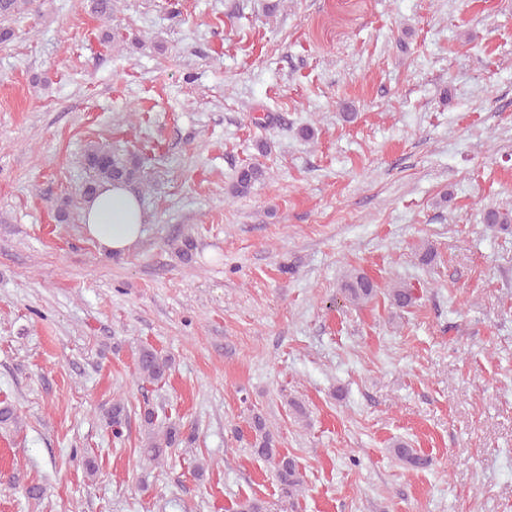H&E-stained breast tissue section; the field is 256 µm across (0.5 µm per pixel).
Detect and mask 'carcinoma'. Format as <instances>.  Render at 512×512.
Here are the masks:
<instances>
[{
    "mask_svg": "<svg viewBox=\"0 0 512 512\" xmlns=\"http://www.w3.org/2000/svg\"><path fill=\"white\" fill-rule=\"evenodd\" d=\"M32 2L34 0H0V44L9 42L13 36L12 29L6 26V23L12 20L24 5ZM84 165L88 172V180L83 187V195L86 197L93 195L96 189L105 183L132 184L144 181L143 166L136 155L122 153L99 143L87 147L84 153ZM262 176L263 169L258 165L249 164L242 167L228 186V195L233 198L249 195L254 184ZM484 221L503 231H512V210L491 207L486 211ZM341 290L345 298L353 304L367 303L380 293L391 306L399 309L408 308L417 300L412 285L402 284L381 289L373 278L356 269L346 276ZM171 364V358L153 347L141 346L136 350V374L144 380L157 384L162 382L168 377ZM127 418V408L120 399L113 401L111 409L104 415L106 425L116 436L121 434ZM141 425L145 435L142 455L151 464H161L172 449L192 440V437L184 436L181 424L158 419L155 409L149 406L141 411ZM249 427L252 432L253 454L268 462L284 502L291 508L295 507V497L302 492L304 484L298 461L294 456L278 448L275 435L261 416H253ZM390 451L396 460L412 470L426 469L432 464L431 458L418 453L402 441L393 443Z\"/></svg>",
    "mask_w": 512,
    "mask_h": 512,
    "instance_id": "carcinoma-1",
    "label": "carcinoma"
}]
</instances>
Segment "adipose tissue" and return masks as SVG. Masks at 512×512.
I'll return each mask as SVG.
<instances>
[{"instance_id": "adipose-tissue-1", "label": "adipose tissue", "mask_w": 512, "mask_h": 512, "mask_svg": "<svg viewBox=\"0 0 512 512\" xmlns=\"http://www.w3.org/2000/svg\"><path fill=\"white\" fill-rule=\"evenodd\" d=\"M145 215L139 196L123 184H106L83 209L86 235L100 250L123 255L143 236Z\"/></svg>"}]
</instances>
